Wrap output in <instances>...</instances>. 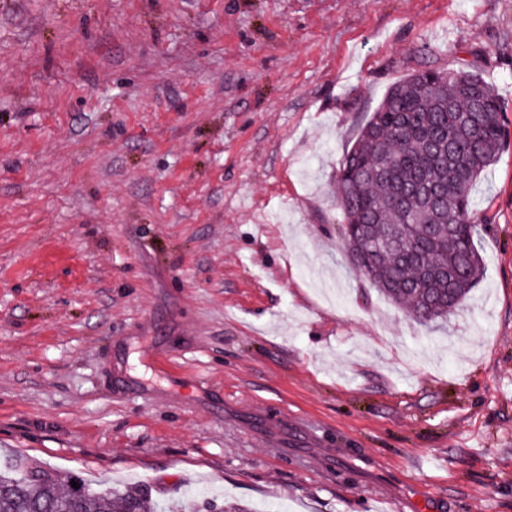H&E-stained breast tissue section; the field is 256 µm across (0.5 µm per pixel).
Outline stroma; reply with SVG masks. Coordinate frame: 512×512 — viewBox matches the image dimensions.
<instances>
[{
	"label": "stroma",
	"instance_id": "obj_1",
	"mask_svg": "<svg viewBox=\"0 0 512 512\" xmlns=\"http://www.w3.org/2000/svg\"><path fill=\"white\" fill-rule=\"evenodd\" d=\"M427 69L507 130L435 332L350 270L336 184ZM0 462L184 512H512V0H0Z\"/></svg>",
	"mask_w": 512,
	"mask_h": 512
}]
</instances>
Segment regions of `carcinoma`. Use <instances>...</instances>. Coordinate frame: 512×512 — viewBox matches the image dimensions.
<instances>
[{"instance_id": "carcinoma-1", "label": "carcinoma", "mask_w": 512, "mask_h": 512, "mask_svg": "<svg viewBox=\"0 0 512 512\" xmlns=\"http://www.w3.org/2000/svg\"><path fill=\"white\" fill-rule=\"evenodd\" d=\"M494 86L469 72L424 70L393 85L337 174L351 266L430 327L469 297L484 261L474 185L504 138ZM0 512H179L137 486L64 490L46 470L0 469Z\"/></svg>"}]
</instances>
